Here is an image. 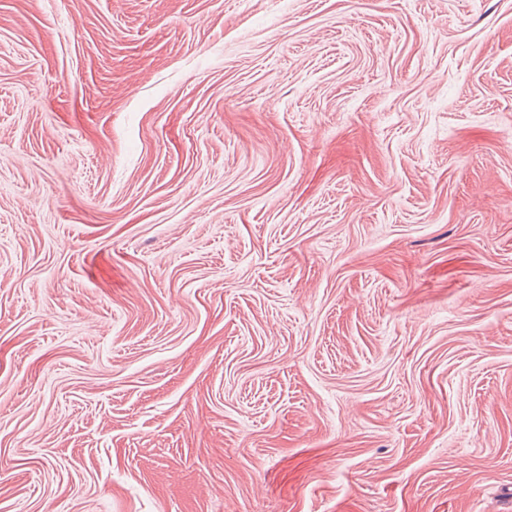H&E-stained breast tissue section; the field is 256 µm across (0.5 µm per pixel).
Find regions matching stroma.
<instances>
[{"label": "stroma", "mask_w": 512, "mask_h": 512, "mask_svg": "<svg viewBox=\"0 0 512 512\" xmlns=\"http://www.w3.org/2000/svg\"><path fill=\"white\" fill-rule=\"evenodd\" d=\"M0 512H512V0H0Z\"/></svg>", "instance_id": "obj_1"}]
</instances>
